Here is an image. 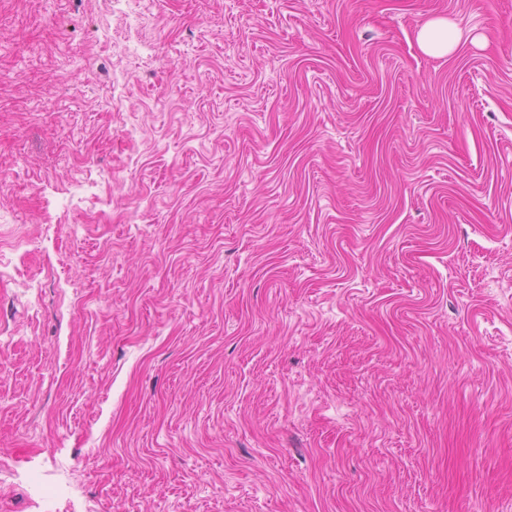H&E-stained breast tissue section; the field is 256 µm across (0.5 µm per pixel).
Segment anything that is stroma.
<instances>
[{
    "label": "stroma",
    "mask_w": 512,
    "mask_h": 512,
    "mask_svg": "<svg viewBox=\"0 0 512 512\" xmlns=\"http://www.w3.org/2000/svg\"><path fill=\"white\" fill-rule=\"evenodd\" d=\"M0 512H512V0H0ZM421 49L427 54L444 56L453 53L460 44V32L446 19H436L424 24L417 34Z\"/></svg>",
    "instance_id": "1"
}]
</instances>
